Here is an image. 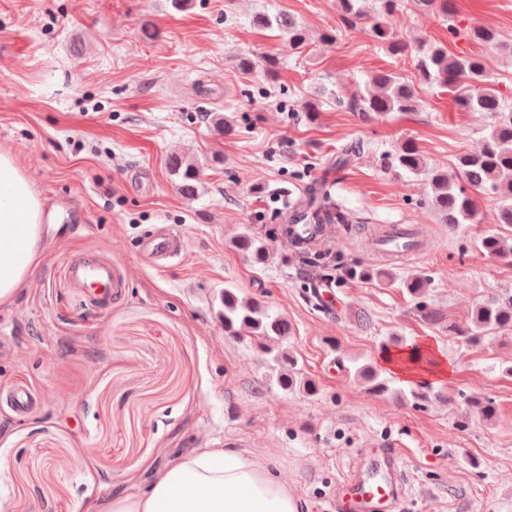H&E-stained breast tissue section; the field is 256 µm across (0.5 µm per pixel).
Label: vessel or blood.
<instances>
[{"label":"vessel or blood","instance_id":"vessel-or-blood-1","mask_svg":"<svg viewBox=\"0 0 512 512\" xmlns=\"http://www.w3.org/2000/svg\"><path fill=\"white\" fill-rule=\"evenodd\" d=\"M138 249L158 269L167 268L183 255L180 237L167 229L147 230L139 239ZM69 275L77 287L104 306L110 305L124 286L110 263L93 256L71 263ZM4 399L14 414L25 415L31 411L35 396L29 386L17 385L6 391ZM396 457V449H384L370 467L345 478L332 502L334 512H390L394 503L404 500L406 490L395 469Z\"/></svg>","mask_w":512,"mask_h":512}]
</instances>
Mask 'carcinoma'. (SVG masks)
I'll return each mask as SVG.
<instances>
[{
  "label": "carcinoma",
  "mask_w": 512,
  "mask_h": 512,
  "mask_svg": "<svg viewBox=\"0 0 512 512\" xmlns=\"http://www.w3.org/2000/svg\"><path fill=\"white\" fill-rule=\"evenodd\" d=\"M364 0H340L341 25L346 29L361 27L370 35L389 40L388 49L394 56L403 57L411 53L409 44L393 36L387 29V19L394 12L411 5L426 12L448 14V0H375L378 7L370 13L363 8ZM256 25L278 33L288 49L295 54L308 44L305 27L292 15L279 13L272 17L260 14ZM417 70L420 79L427 84L448 87L459 107L473 112H486L492 118L480 142L456 159L455 170H428L423 165L422 155L414 143L407 141L390 157L389 164L413 175L427 174L434 195L431 204L446 224L478 223L476 200L466 192L471 187L478 193L494 198L498 203L497 224L499 229L490 231L475 240L473 249L480 256L492 257L512 264V245L506 241L512 237V101L506 100L490 84L485 64L476 55H451L448 49L436 43L417 47ZM262 65L271 79L278 74L279 60L268 57L263 62L247 54L236 58V68L250 72ZM372 90L351 102V106L364 116L383 115L388 112H411L416 106L415 85L403 80L392 71H379L370 78ZM169 170L176 176L177 190L192 198L198 192L200 169L197 163L179 156L169 159ZM340 220L327 206L323 187L310 189L308 200L303 202L289 217L283 228L287 237L293 236V225L312 224L314 233H322L328 224ZM237 249L255 264H264L270 255L266 241L248 232L235 241ZM220 316L224 321V332L232 336L247 335L268 357L272 370L278 374V382L285 390L302 389L315 391L312 381L302 376L297 358L274 345V340L288 335V321L269 312L255 299L240 296L237 289L224 287L221 294ZM512 331V295L502 298L491 296L476 306L471 324L465 328L448 326V332L467 344H477L487 336ZM356 376L371 383L370 390L376 394L389 391V379L373 366L358 368Z\"/></svg>",
  "instance_id": "carcinoma-1"
}]
</instances>
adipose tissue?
<instances>
[{
	"instance_id": "adipose-tissue-1",
	"label": "adipose tissue",
	"mask_w": 512,
	"mask_h": 512,
	"mask_svg": "<svg viewBox=\"0 0 512 512\" xmlns=\"http://www.w3.org/2000/svg\"><path fill=\"white\" fill-rule=\"evenodd\" d=\"M44 202L7 150L0 151V304L12 303L37 265ZM301 496L255 453L201 448L120 491L90 512H302Z\"/></svg>"
}]
</instances>
